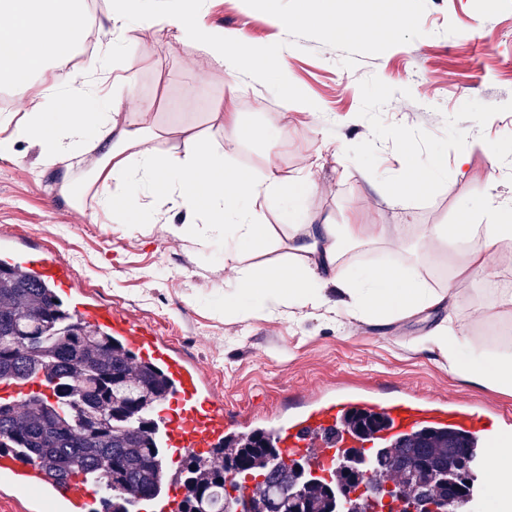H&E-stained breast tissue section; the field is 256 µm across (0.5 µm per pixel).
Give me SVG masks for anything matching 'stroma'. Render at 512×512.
<instances>
[{
	"label": "stroma",
	"mask_w": 512,
	"mask_h": 512,
	"mask_svg": "<svg viewBox=\"0 0 512 512\" xmlns=\"http://www.w3.org/2000/svg\"><path fill=\"white\" fill-rule=\"evenodd\" d=\"M203 8L210 25L280 56L291 84L320 110L285 109L278 77L259 83L244 70L227 74L195 46L146 29L137 15L115 31L99 10L101 34L125 45L108 95L122 109L147 111L161 132L158 150L176 147L170 126L195 127L243 170L262 175L273 167L307 179L315 187L310 213L338 224H395L406 242H418L423 226L481 215L487 198L512 203V0H204ZM341 13L366 22L393 14L399 22L374 41L338 38L324 20ZM231 82L236 110L253 131L245 143L212 125ZM403 137L417 163L439 170L398 204L386 187L403 175ZM89 177L83 165L45 167L37 145L19 143L0 157V234L49 241L80 285L194 357L232 411L262 416L293 397L358 383L512 413V390L471 386L441 354L423 349L433 326L449 317L474 338L462 358L512 354V308L496 304L499 289H512V264L496 257L490 274L459 275V253L438 246L423 262L407 247L353 246L343 257L346 274L392 261L428 287L454 282L453 305L386 325L324 310L245 318L224 310V285L234 274L224 266L223 242L201 250L156 230L114 229ZM66 183L82 187L76 201L63 197ZM261 221L272 231L250 263L295 260L280 198L266 201Z\"/></svg>",
	"instance_id": "obj_1"
}]
</instances>
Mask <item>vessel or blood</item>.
Here are the masks:
<instances>
[{"instance_id":"b4317fda","label":"vessel or blood","mask_w":512,"mask_h":512,"mask_svg":"<svg viewBox=\"0 0 512 512\" xmlns=\"http://www.w3.org/2000/svg\"><path fill=\"white\" fill-rule=\"evenodd\" d=\"M0 262L27 269L38 282L54 288L83 324L112 336L136 361L156 368L165 378L167 400L156 410L155 419L158 445L167 449L169 461L158 476L157 491L131 498L129 512H182V460L211 459L222 447L259 430L266 432L284 465H300L327 481L335 480L350 449L365 454L423 431L462 436L480 450L473 460L477 489L468 504L469 512H481L492 483L491 455L512 442L491 406L369 388L321 389L266 424L244 419L225 407L197 360L152 326L131 320L123 309L77 288L70 266L49 244L0 247ZM43 391L38 375L0 379V402L21 406ZM359 415L376 416L382 424L361 431L354 424ZM0 479L14 493L24 495V512H108L110 508L97 482L82 476L52 480L11 448H0Z\"/></svg>"}]
</instances>
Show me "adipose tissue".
I'll return each mask as SVG.
<instances>
[{
    "instance_id": "adipose-tissue-1",
    "label": "adipose tissue",
    "mask_w": 512,
    "mask_h": 512,
    "mask_svg": "<svg viewBox=\"0 0 512 512\" xmlns=\"http://www.w3.org/2000/svg\"><path fill=\"white\" fill-rule=\"evenodd\" d=\"M109 20L116 23L131 13L140 14L147 28L176 32L179 39L196 46L226 73L248 70L256 79L269 72L285 75L282 60L267 47L230 38L209 27L200 10L184 7L182 0H169L158 12L146 0H114ZM0 83L23 86L36 77L50 75V91L35 102L24 117L0 113V156L13 154L18 143L41 149L45 166L66 159L91 157L93 184L102 213L119 216L125 224H159L172 238L193 235L207 244L223 233L239 243L255 244L266 238L267 227L257 221L258 211L270 196L285 202V215L304 211L312 192L310 183L275 172L256 178L225 163L208 137L192 127H177L173 133L184 148L158 153L150 143L155 132L146 126L144 112H133L117 121L103 109V99L91 84L79 81L64 64L76 50L85 31V0H0ZM172 202L180 210L203 213L199 224H178L162 219L154 203ZM487 223L474 224L462 218L454 224L425 228L429 240L440 245L480 237V248L464 254L461 271L485 272L494 247L504 257L512 256V209L493 207ZM374 224H336L316 216L288 227L292 251L306 256L303 264L245 266L237 250H230L224 264L236 274V294L230 307L249 300L269 313L296 304L314 309L332 308L351 300L358 315L384 323L436 307L446 291L426 288L417 277H407L399 268L384 266L363 271L358 277L342 275L346 246L378 239ZM429 341L448 359V367L473 386L488 384L512 390V358L495 365L461 364L458 345L470 343L465 326L438 325Z\"/></svg>"
}]
</instances>
